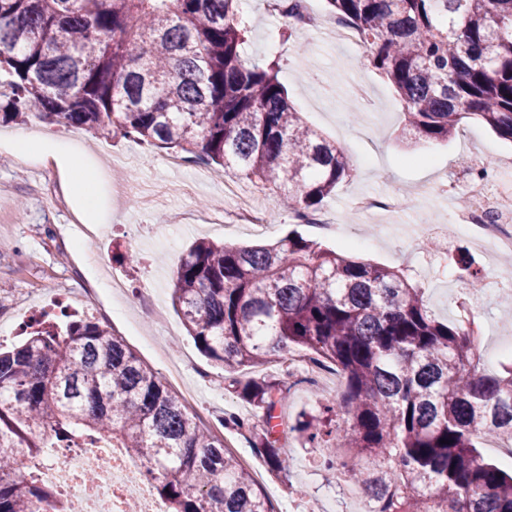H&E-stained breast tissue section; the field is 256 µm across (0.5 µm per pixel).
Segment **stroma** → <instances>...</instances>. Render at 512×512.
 <instances>
[{"label": "stroma", "instance_id": "obj_1", "mask_svg": "<svg viewBox=\"0 0 512 512\" xmlns=\"http://www.w3.org/2000/svg\"><path fill=\"white\" fill-rule=\"evenodd\" d=\"M249 21L242 46L250 62L278 61V78L304 120L336 142L349 158L351 175L322 212L335 219L322 234L296 224L282 197L258 195L248 183H237L236 197L224 191L216 165L180 160L179 150L148 148L113 134L34 116L22 124H0V348L23 342L35 321L46 320L66 331L81 317L105 323L158 375L194 413L223 439L271 502L275 512H361L363 502L336 485V474L319 467L317 449L304 447L293 430L305 414H319L330 389L308 382L306 370H289L287 361L264 368L281 382L288 399L276 413L278 445L290 461L287 474L271 472L252 446L249 429L225 428L234 414L250 426H262L263 414L231 389V374L208 359L188 336L183 317L173 305V272L188 247L199 238L249 245L272 244L299 232L321 247L401 270L423 290L425 304L442 320L455 322L456 291L471 277L462 259H471L481 279L505 272L512 257L492 253L475 240L451 235L460 209L439 194V185L464 164L512 170V142L500 138L475 119L462 120L445 141L407 140L402 102L373 67L368 55L337 46L326 0H310L325 18L316 30H304L267 13L264 0H240ZM364 85L374 100L369 111H357L349 93ZM52 131L59 143L79 144L84 165L103 169L94 187L97 201L111 214L102 236L76 249V226L82 201L65 194L56 205L57 188L50 175L66 176L64 163L18 162L16 136ZM133 184H159L163 193L151 206L139 205ZM389 192L400 197L401 210L387 217L362 218L351 209L360 194ZM263 206L266 228L246 224L218 227L217 220L235 206L236 198ZM437 225L435 241L418 246L424 225ZM137 262H127L128 253ZM486 334L477 347L478 369L501 373L512 365V304L501 295L475 291Z\"/></svg>", "mask_w": 512, "mask_h": 512}]
</instances>
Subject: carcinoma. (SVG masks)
Returning a JSON list of instances; mask_svg holds the SVG:
<instances>
[{
	"mask_svg": "<svg viewBox=\"0 0 512 512\" xmlns=\"http://www.w3.org/2000/svg\"><path fill=\"white\" fill-rule=\"evenodd\" d=\"M326 2L361 34L415 138L446 141L474 118L512 142V0ZM247 33L238 0H0V65L14 76L0 83L3 119L35 113L177 148L273 184L306 224L350 167L293 107L277 63L243 58ZM173 302L201 352L226 369L298 347L341 370L340 400L322 404L348 414L334 442L317 419L293 431L326 469L341 464V448L365 458L352 476L376 512H512V469L475 445L512 442V368L479 373L462 326L436 319L400 272L297 233L273 245L198 240L177 268ZM232 385L263 411L253 447L285 472L272 421L286 390L265 376ZM46 433L60 448L109 438L143 462L168 512H274L223 441L93 319L63 335L40 322L0 352V512H46L56 500L40 477Z\"/></svg>",
	"mask_w": 512,
	"mask_h": 512,
	"instance_id": "cac0c4a2",
	"label": "carcinoma"
}]
</instances>
